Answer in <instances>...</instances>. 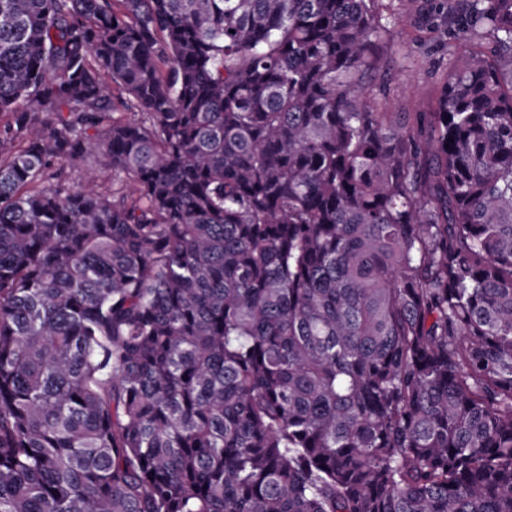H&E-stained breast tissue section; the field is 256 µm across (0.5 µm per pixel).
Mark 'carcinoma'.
Wrapping results in <instances>:
<instances>
[{
    "label": "carcinoma",
    "instance_id": "carcinoma-1",
    "mask_svg": "<svg viewBox=\"0 0 512 512\" xmlns=\"http://www.w3.org/2000/svg\"><path fill=\"white\" fill-rule=\"evenodd\" d=\"M413 21L0 0V512H512V0ZM404 1L397 6L403 17L393 20L390 28L391 42L384 55L390 91L375 96L378 112H420L432 100L451 57L439 38L426 36L414 26L411 4L419 0ZM96 169L98 174L99 182H102L104 187L112 193V183H114V188L119 187V182L112 173L106 169H103L98 166L97 159L95 155L87 156L83 161H81L78 165H64V169L70 180H76L78 175L85 169ZM114 179V181H113Z\"/></svg>",
    "mask_w": 512,
    "mask_h": 512
}]
</instances>
